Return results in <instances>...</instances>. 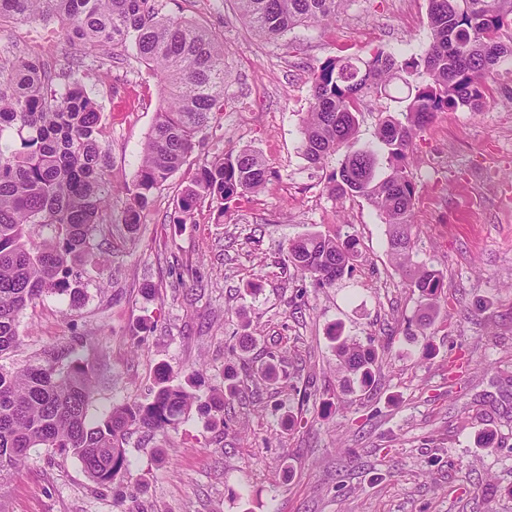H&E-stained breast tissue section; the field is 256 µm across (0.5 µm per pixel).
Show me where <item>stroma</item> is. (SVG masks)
Segmentation results:
<instances>
[{
  "label": "stroma",
  "mask_w": 512,
  "mask_h": 512,
  "mask_svg": "<svg viewBox=\"0 0 512 512\" xmlns=\"http://www.w3.org/2000/svg\"><path fill=\"white\" fill-rule=\"evenodd\" d=\"M224 45V112L181 170L153 191L134 232L104 223L108 261L87 267L86 299L47 296L20 317L14 369L68 348L95 381L89 416L144 403L156 373L199 396L238 393L223 418L194 412L153 433L132 430V475L101 487L80 462L40 449L0 488L5 512H512V75L491 81L480 111L438 113L413 141V256L442 272L441 312L425 335L404 329L418 298L387 249L386 226L363 199L326 189L337 159L312 167L299 150L311 80L326 59L381 48L405 57L429 42L427 0H349L335 21L259 37L233 0H162ZM55 83L76 73L100 104L114 206H123L159 107L158 76L123 51L43 57ZM405 92L392 85L358 107V146ZM250 148L272 175L224 209L175 204L203 160ZM349 231L362 257L319 286L285 262L289 240ZM372 341L369 387L340 386L332 328ZM255 342L237 354V336ZM284 371L270 381L267 364Z\"/></svg>",
  "instance_id": "stroma-1"
}]
</instances>
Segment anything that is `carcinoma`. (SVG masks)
I'll list each match as a JSON object with an SVG mask.
<instances>
[{"label": "carcinoma", "mask_w": 512, "mask_h": 512, "mask_svg": "<svg viewBox=\"0 0 512 512\" xmlns=\"http://www.w3.org/2000/svg\"><path fill=\"white\" fill-rule=\"evenodd\" d=\"M235 2L257 34L277 39L305 23L329 24L348 0ZM427 2L431 40L419 55L400 60L377 49L328 59L314 71L299 146L314 166L344 152L326 188L338 201L364 199L383 218L395 267L418 293L411 323L421 331L439 313L444 278L413 261V138L438 112L478 111L489 80L501 70L512 72V0ZM49 17L85 49L131 48L166 86L119 219L132 232L153 190L181 169L199 134L224 112V49L205 28L163 14L160 0H0V23ZM396 81L407 89L400 117L381 121L374 144L354 148L359 101L382 96ZM102 136L99 105L79 81L55 84L32 58L0 64V356L17 347L24 310L52 294L68 296L73 306L84 299L81 271L111 206ZM270 175L268 162L252 149L204 162L176 200V223H187L205 201L224 213V202L260 192ZM285 255L289 265L333 286L354 271L359 239L349 232H309L290 240ZM331 338L344 382L369 385L377 350L352 336L334 332ZM68 355L57 351L42 364L0 367V485L38 448L75 455L98 486L123 482L132 476L124 448L131 428L175 426L195 405L222 416L236 393L231 381L223 395L202 404L169 384L164 370L151 401L115 404L93 422L90 371L78 361L61 366Z\"/></svg>", "instance_id": "carcinoma-1"}]
</instances>
